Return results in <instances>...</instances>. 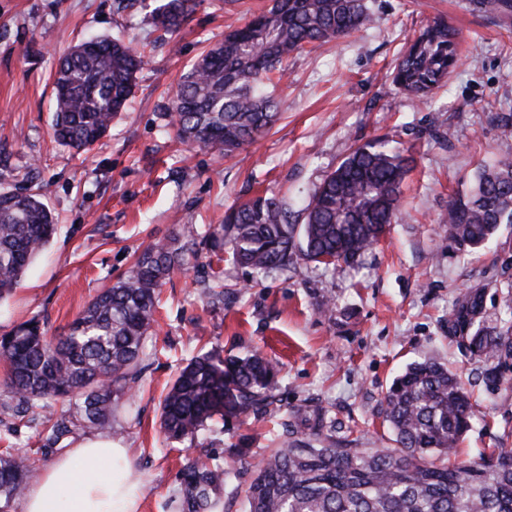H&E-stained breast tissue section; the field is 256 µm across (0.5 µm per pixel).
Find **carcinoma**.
I'll return each mask as SVG.
<instances>
[{
  "instance_id": "obj_1",
  "label": "carcinoma",
  "mask_w": 512,
  "mask_h": 512,
  "mask_svg": "<svg viewBox=\"0 0 512 512\" xmlns=\"http://www.w3.org/2000/svg\"><path fill=\"white\" fill-rule=\"evenodd\" d=\"M151 20L163 34L179 31L198 0H153ZM481 11L505 15L512 0H480ZM374 21L366 0H270L261 12L224 34L185 73L165 113L193 150L231 154L268 132L279 116L272 75L315 45L339 40ZM461 33L445 17L427 22L393 66V83L423 103L448 81ZM149 62L131 40L90 38L60 58L54 77L53 134L76 153L92 151L125 109L138 73ZM413 157L377 138L357 145L325 176L292 222L288 202L259 195L230 208L224 224L202 237L211 250L230 246L235 262L261 275L296 259L325 267L353 264L373 249L397 218L401 187ZM448 238L462 248L485 245L498 225L512 224V159L481 169L476 186L458 193L443 217ZM56 227L37 193H0V300L10 294L49 243ZM174 238L146 246L129 270L103 289L53 339L35 320L0 338L7 384L21 412L62 403L49 428L57 442L70 424L104 430L114 403L139 383L143 336L154 321L157 290L184 262ZM477 322L469 352L493 362L497 377L512 362V318L485 320L483 293L462 294L448 314V338ZM277 363L259 350L221 358L192 357L175 375L160 410L168 440L195 437L210 421L238 420L269 404ZM384 421L395 447L344 448L324 433L326 413L297 408L285 424L284 446L254 466L245 490L248 512H512V448L460 460L457 445L474 407L459 377L442 363L409 364L384 395ZM36 469L0 457V508L24 495ZM229 471L195 460L181 471L183 512H215Z\"/></svg>"
}]
</instances>
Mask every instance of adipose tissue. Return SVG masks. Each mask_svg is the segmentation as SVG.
<instances>
[{
    "label": "adipose tissue",
    "instance_id": "ef3b65f1",
    "mask_svg": "<svg viewBox=\"0 0 512 512\" xmlns=\"http://www.w3.org/2000/svg\"><path fill=\"white\" fill-rule=\"evenodd\" d=\"M141 474L111 436L85 437L31 484L21 512H139Z\"/></svg>",
    "mask_w": 512,
    "mask_h": 512
}]
</instances>
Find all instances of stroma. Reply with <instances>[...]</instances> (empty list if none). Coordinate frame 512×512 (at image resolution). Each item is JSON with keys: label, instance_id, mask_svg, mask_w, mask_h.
<instances>
[{"label": "stroma", "instance_id": "stroma-1", "mask_svg": "<svg viewBox=\"0 0 512 512\" xmlns=\"http://www.w3.org/2000/svg\"><path fill=\"white\" fill-rule=\"evenodd\" d=\"M114 0H0V190L34 191L57 232L11 294L0 300V336L36 319L65 333L147 244L205 232L234 203L256 194L298 210L355 145L386 136L411 149L396 224L352 266L297 261L266 276L235 265L229 252L203 253L175 270L159 294L142 349L141 387L120 399L114 440L132 450L143 477L140 512H180L179 475L192 459L230 468L219 512H244L252 464L277 448L286 414L316 405L350 448H389L380 411L392 379L414 360L436 359L461 374L476 403L461 451L512 448V370L489 381L486 362L448 340V313L468 291L484 294L488 320L512 303V224L469 253L441 221L454 194L470 190L480 164L512 156L498 113H512V18L480 13L473 0H368V30L297 56L275 87L281 116L256 143L231 155L181 144L164 108L200 53L239 26L232 0H201L183 28L158 39L148 10L116 13ZM444 16L461 33L460 59L428 104L393 84L392 63L422 26ZM89 35L121 36L150 64L133 101L88 153L53 137L52 75L62 54ZM224 293L208 298L213 272ZM334 299L333 314L322 311ZM260 349L280 365L274 403L232 430L208 424L195 438L164 444L160 403L178 368L207 351ZM0 363V452L47 467L42 415L19 419ZM245 441L251 465L229 448Z\"/></svg>", "mask_w": 512, "mask_h": 512}]
</instances>
